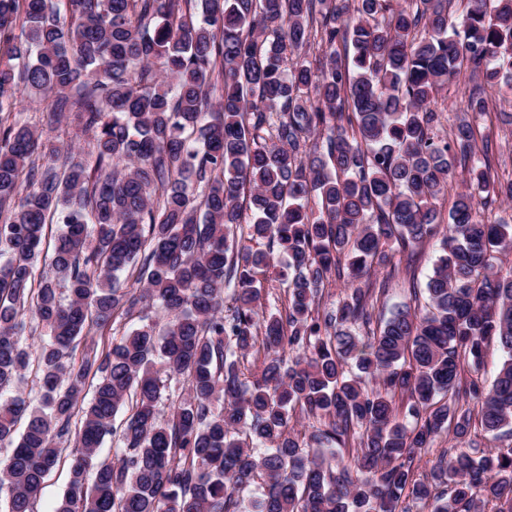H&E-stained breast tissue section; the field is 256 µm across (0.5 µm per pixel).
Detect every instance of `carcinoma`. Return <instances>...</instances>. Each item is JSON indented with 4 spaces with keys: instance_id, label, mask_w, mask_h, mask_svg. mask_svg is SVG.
<instances>
[{
    "instance_id": "cac0c4a2",
    "label": "carcinoma",
    "mask_w": 512,
    "mask_h": 512,
    "mask_svg": "<svg viewBox=\"0 0 512 512\" xmlns=\"http://www.w3.org/2000/svg\"><path fill=\"white\" fill-rule=\"evenodd\" d=\"M448 4L0 0L7 512H33L65 442L69 488L56 512H408V500L512 512V446L443 450L423 478L415 467L448 428L460 442L474 419L491 434L512 428V276L496 269L512 224L476 216L479 204L512 201V181L472 157L469 114L487 112L484 91L470 94L449 140L431 109L464 70L512 89L502 74L512 0H469L458 23ZM314 40L324 55L312 62ZM25 95L93 133L91 161H59L22 120ZM458 160L467 190L449 211L429 307L401 305L382 322L386 288L373 275L408 273L439 233L435 201ZM245 199L248 235L264 250L238 246ZM54 224L62 231L38 276ZM391 242L405 265L392 263ZM277 249L288 254V310L261 314ZM343 257L364 286L322 308ZM145 302L168 313L161 330L143 325L72 361L92 330ZM28 315L49 336L34 353L20 345ZM492 342L505 359L487 388L463 375ZM251 351L263 359L247 375ZM173 379L188 397L162 419ZM298 413L319 422L303 445L290 432ZM108 436L120 444L114 460L98 458ZM258 480L262 496L245 499Z\"/></svg>"
}]
</instances>
